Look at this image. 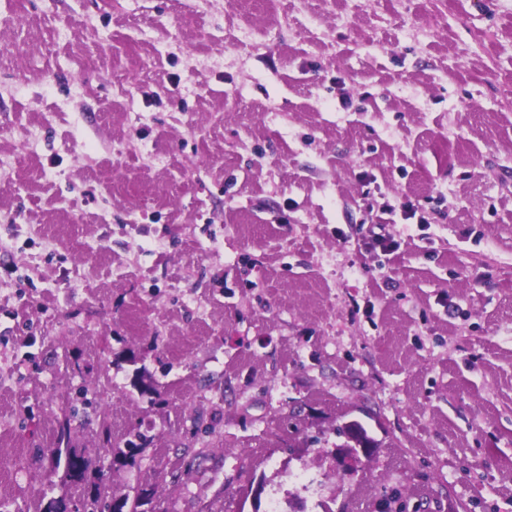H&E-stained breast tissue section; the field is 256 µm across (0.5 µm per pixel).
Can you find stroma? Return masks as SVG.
<instances>
[{"label":"stroma","instance_id":"35a3bbf8","mask_svg":"<svg viewBox=\"0 0 512 512\" xmlns=\"http://www.w3.org/2000/svg\"><path fill=\"white\" fill-rule=\"evenodd\" d=\"M79 388L140 512H512V0H0L9 512Z\"/></svg>","mask_w":512,"mask_h":512}]
</instances>
